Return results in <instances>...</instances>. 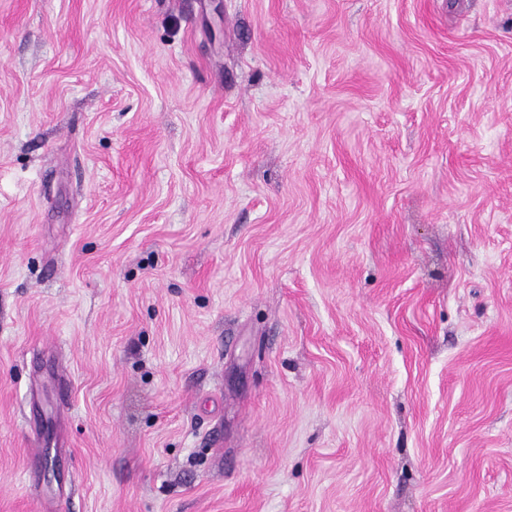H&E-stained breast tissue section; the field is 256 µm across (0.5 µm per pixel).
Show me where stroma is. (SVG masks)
<instances>
[{"label": "stroma", "mask_w": 512, "mask_h": 512, "mask_svg": "<svg viewBox=\"0 0 512 512\" xmlns=\"http://www.w3.org/2000/svg\"><path fill=\"white\" fill-rule=\"evenodd\" d=\"M48 490L512 512V0H0V512Z\"/></svg>", "instance_id": "35a3bbf8"}]
</instances>
